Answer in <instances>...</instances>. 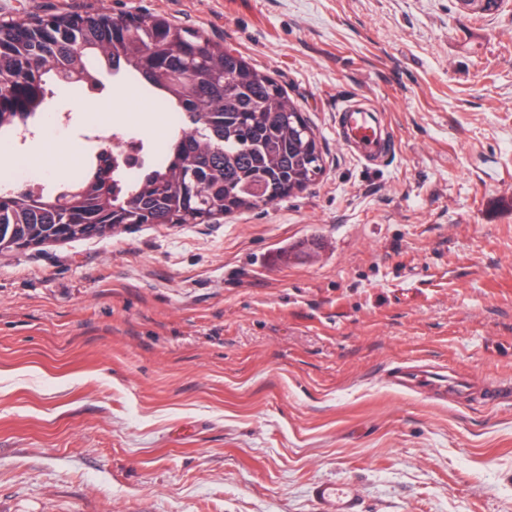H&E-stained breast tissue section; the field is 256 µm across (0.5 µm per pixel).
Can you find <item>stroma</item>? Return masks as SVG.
Instances as JSON below:
<instances>
[{
    "mask_svg": "<svg viewBox=\"0 0 512 512\" xmlns=\"http://www.w3.org/2000/svg\"><path fill=\"white\" fill-rule=\"evenodd\" d=\"M152 12L269 71L310 118L322 177L218 224H140L0 253V512H512V403L391 388L428 358L512 381V0H0V20ZM382 114L364 164L336 135ZM162 148L135 84L56 89ZM7 173L71 160L35 139ZM336 112L338 136L361 160L374 161L384 153V128L375 110L347 99ZM320 512H361L355 491L347 483H321L312 490Z\"/></svg>",
    "mask_w": 512,
    "mask_h": 512,
    "instance_id": "1",
    "label": "stroma"
}]
</instances>
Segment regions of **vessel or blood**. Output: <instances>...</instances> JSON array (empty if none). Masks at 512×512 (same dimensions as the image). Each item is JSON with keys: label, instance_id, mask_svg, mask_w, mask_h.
<instances>
[{"label": "vessel or blood", "instance_id": "vessel-or-blood-1", "mask_svg": "<svg viewBox=\"0 0 512 512\" xmlns=\"http://www.w3.org/2000/svg\"><path fill=\"white\" fill-rule=\"evenodd\" d=\"M338 136L351 145L356 155L370 162L385 151L383 124L374 110L352 100L344 101L336 117ZM386 380L392 387L409 393H428L440 401L466 403L474 397L498 401L501 389L481 385L471 375L447 366L420 362L391 367ZM319 512H361L355 491L346 483H321L312 490Z\"/></svg>", "mask_w": 512, "mask_h": 512}]
</instances>
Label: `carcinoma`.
<instances>
[{
  "instance_id": "cac0c4a2",
  "label": "carcinoma",
  "mask_w": 512,
  "mask_h": 512,
  "mask_svg": "<svg viewBox=\"0 0 512 512\" xmlns=\"http://www.w3.org/2000/svg\"><path fill=\"white\" fill-rule=\"evenodd\" d=\"M140 82L180 124L154 162L128 176L100 151L51 191L0 189V231L34 248L131 224H210L293 197L323 170L308 116L241 53L161 14L96 11L0 24V145L45 124L58 87L100 90L102 78Z\"/></svg>"
}]
</instances>
